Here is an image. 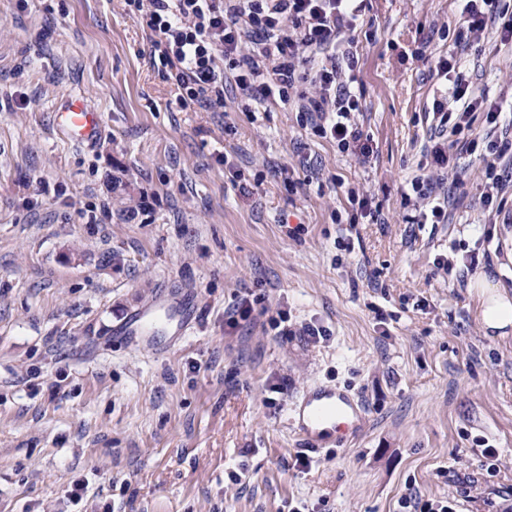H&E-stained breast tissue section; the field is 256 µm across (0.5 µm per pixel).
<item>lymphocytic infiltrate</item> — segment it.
Masks as SVG:
<instances>
[{"instance_id":"obj_1","label":"lymphocytic infiltrate","mask_w":512,"mask_h":512,"mask_svg":"<svg viewBox=\"0 0 512 512\" xmlns=\"http://www.w3.org/2000/svg\"><path fill=\"white\" fill-rule=\"evenodd\" d=\"M130 14L151 32L153 68L178 91L182 106L224 109V77L232 75L248 99L288 102L306 83L298 110L321 138L355 156L371 146L353 120L360 111L352 89L359 61L356 37L359 0H125ZM495 27L501 41L512 42V0H462L455 41L478 40ZM430 74L446 83V94L432 104L434 135L427 146L428 172L410 182L407 200L433 224L448 221V189L443 174L453 173L447 133L471 130L482 113L491 133L470 140V149L503 159L489 168L481 201L492 208L512 181V119L488 91L476 88L456 56H439Z\"/></svg>"}]
</instances>
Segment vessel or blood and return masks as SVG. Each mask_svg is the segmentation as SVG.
<instances>
[{
    "label": "vessel or blood",
    "mask_w": 512,
    "mask_h": 512,
    "mask_svg": "<svg viewBox=\"0 0 512 512\" xmlns=\"http://www.w3.org/2000/svg\"><path fill=\"white\" fill-rule=\"evenodd\" d=\"M55 119L74 140L89 142L100 130V116L90 110L83 99L71 97L57 112ZM158 302L154 311H133L121 328L123 334L138 343L148 342L154 322L166 310ZM295 430L305 450L320 451L325 443L343 445L366 425V411L361 402L338 389L326 386L310 388L301 402L293 407Z\"/></svg>",
    "instance_id": "b4317fda"
}]
</instances>
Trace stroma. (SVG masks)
<instances>
[{
    "mask_svg": "<svg viewBox=\"0 0 512 512\" xmlns=\"http://www.w3.org/2000/svg\"><path fill=\"white\" fill-rule=\"evenodd\" d=\"M363 5L365 159L293 104L241 111L230 81L223 111L182 107L122 0H0V512H405L411 495L512 512V336L487 338L456 281L480 271L512 295V223L483 206L492 159L468 148L482 121L453 138L447 223L403 196L434 58L507 103L512 43L442 35L457 0ZM72 94L101 117L94 142L55 123ZM353 192L383 223H351ZM244 288L267 312L229 326ZM187 294L186 333L118 334ZM315 384L350 390L367 424L304 467L290 419ZM161 311H163L169 319L174 316L172 310L166 305L165 300H160L156 304L153 312H146L139 309L133 311L121 327V332L125 334V336H130L135 342L149 344V336L154 333V321L160 318Z\"/></svg>",
    "mask_w": 512,
    "mask_h": 512,
    "instance_id": "obj_1",
    "label": "stroma"
}]
</instances>
